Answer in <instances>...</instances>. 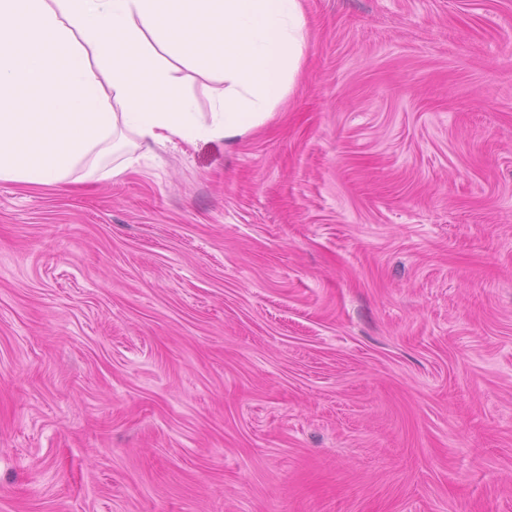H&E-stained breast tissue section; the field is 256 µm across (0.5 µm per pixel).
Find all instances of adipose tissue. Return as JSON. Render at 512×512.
Instances as JSON below:
<instances>
[{"mask_svg":"<svg viewBox=\"0 0 512 512\" xmlns=\"http://www.w3.org/2000/svg\"><path fill=\"white\" fill-rule=\"evenodd\" d=\"M305 48L302 0H0V181L97 182L143 148L242 137ZM192 73L222 85L208 112Z\"/></svg>","mask_w":512,"mask_h":512,"instance_id":"adipose-tissue-1","label":"adipose tissue"}]
</instances>
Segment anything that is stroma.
I'll return each instance as SVG.
<instances>
[{"label": "stroma", "mask_w": 512, "mask_h": 512, "mask_svg": "<svg viewBox=\"0 0 512 512\" xmlns=\"http://www.w3.org/2000/svg\"><path fill=\"white\" fill-rule=\"evenodd\" d=\"M230 143L0 181V512H512V0H302Z\"/></svg>", "instance_id": "obj_1"}]
</instances>
